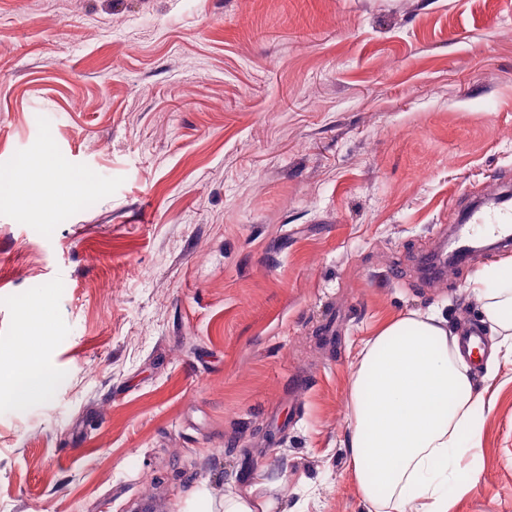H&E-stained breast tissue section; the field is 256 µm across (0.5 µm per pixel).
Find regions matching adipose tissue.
<instances>
[{
	"mask_svg": "<svg viewBox=\"0 0 512 512\" xmlns=\"http://www.w3.org/2000/svg\"><path fill=\"white\" fill-rule=\"evenodd\" d=\"M472 292L483 323L512 354V258L481 271ZM457 336L442 310L401 315L378 328L353 365L349 464L370 512H448L451 490L477 483L459 463L479 453L483 397ZM2 379L19 399L51 386L32 347Z\"/></svg>",
	"mask_w": 512,
	"mask_h": 512,
	"instance_id": "obj_1",
	"label": "adipose tissue"
}]
</instances>
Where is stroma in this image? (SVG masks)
I'll return each mask as SVG.
<instances>
[{
    "instance_id": "obj_1",
    "label": "stroma",
    "mask_w": 512,
    "mask_h": 512,
    "mask_svg": "<svg viewBox=\"0 0 512 512\" xmlns=\"http://www.w3.org/2000/svg\"><path fill=\"white\" fill-rule=\"evenodd\" d=\"M52 164L48 195L13 184ZM512 178V0H0V512H168L266 466L285 512H368L346 392L385 320L441 308L512 247L435 278L459 196ZM479 481L512 512V358ZM26 351L18 367L10 372L0 371V380L10 381L15 386V398L23 399L29 392L37 390L48 392L50 379L45 373L40 353L24 343Z\"/></svg>"
}]
</instances>
